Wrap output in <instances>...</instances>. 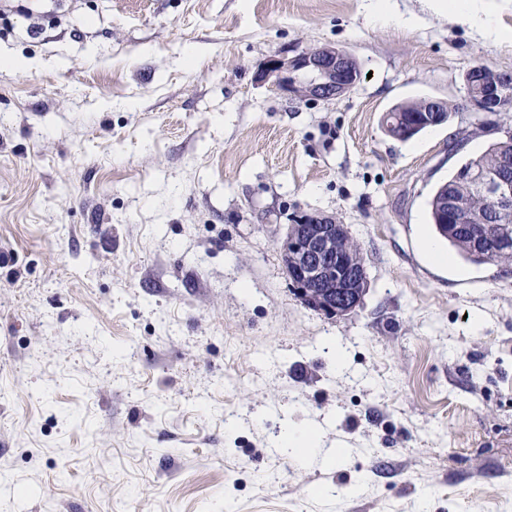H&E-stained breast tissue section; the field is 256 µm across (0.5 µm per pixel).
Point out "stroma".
<instances>
[{
	"label": "stroma",
	"mask_w": 512,
	"mask_h": 512,
	"mask_svg": "<svg viewBox=\"0 0 512 512\" xmlns=\"http://www.w3.org/2000/svg\"><path fill=\"white\" fill-rule=\"evenodd\" d=\"M374 5L0 0L6 512H512V269L464 261L429 213L512 131L463 83L512 72V39ZM322 45L355 56L349 94L260 80ZM421 97L448 124L390 137L384 113ZM300 211L361 246L346 315L286 275ZM308 426L330 460L276 448Z\"/></svg>",
	"instance_id": "obj_1"
}]
</instances>
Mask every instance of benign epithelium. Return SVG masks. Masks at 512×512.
<instances>
[{
	"label": "benign epithelium",
	"mask_w": 512,
	"mask_h": 512,
	"mask_svg": "<svg viewBox=\"0 0 512 512\" xmlns=\"http://www.w3.org/2000/svg\"><path fill=\"white\" fill-rule=\"evenodd\" d=\"M355 59L342 47L323 45L293 52L275 54L264 62L260 78L275 89L306 100H332L357 85L359 73ZM466 105L479 114L512 111V73L476 64L464 75ZM414 116L412 130L448 122V102L423 98ZM472 193L480 195L486 209L476 210L471 193L443 191L434 198V206L453 224H479L485 235L495 234L496 225L512 214V152H500L492 169L469 177ZM351 239L347 228L335 218L301 211L282 246L283 262L289 280L304 304L331 317L348 309L337 299L366 288L367 276L362 254L341 247Z\"/></svg>",
	"instance_id": "1"
}]
</instances>
